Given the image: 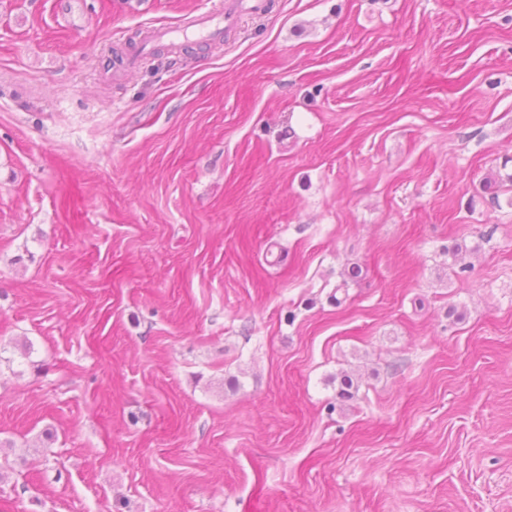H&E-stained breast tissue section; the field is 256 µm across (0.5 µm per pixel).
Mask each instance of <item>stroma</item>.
<instances>
[{"mask_svg": "<svg viewBox=\"0 0 512 512\" xmlns=\"http://www.w3.org/2000/svg\"><path fill=\"white\" fill-rule=\"evenodd\" d=\"M224 2L0 0V512H512V0ZM266 0H232L224 10L206 13L192 23L191 34L200 42H217L224 37V29L234 25L242 14H260Z\"/></svg>", "mask_w": 512, "mask_h": 512, "instance_id": "stroma-1", "label": "stroma"}]
</instances>
